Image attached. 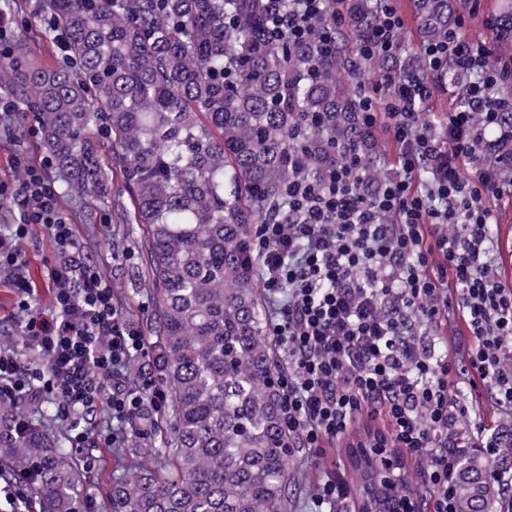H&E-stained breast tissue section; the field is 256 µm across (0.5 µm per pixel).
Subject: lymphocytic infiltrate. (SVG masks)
Listing matches in <instances>:
<instances>
[{
    "mask_svg": "<svg viewBox=\"0 0 512 512\" xmlns=\"http://www.w3.org/2000/svg\"><path fill=\"white\" fill-rule=\"evenodd\" d=\"M293 2L272 18V34L299 41L316 33L334 49L343 0ZM396 2L375 0L359 59L401 49ZM462 28L450 26L423 55L432 71L448 68L463 80L466 105L434 124L421 119L426 80L387 71L359 82L363 120L390 133L396 167L365 194L357 153L323 176L296 158L283 218L256 225L251 240L260 284L280 304L271 334L288 351L281 379L289 436L317 467L358 419L381 420L384 447L406 451L419 469L426 512H459L461 426L481 425L486 411L512 415V289L499 280L490 235L506 183L487 155V133L512 105V60L466 39ZM14 164L21 180L0 182V206L14 214L0 228V281L15 295L23 340L47 364L0 346V402L51 400L80 448L106 400L118 427L104 440L119 445L142 404L119 372L143 339L99 264L81 259L49 162L20 154ZM36 225L55 250L47 269L54 300L45 311L24 274L22 244ZM353 494L343 471L326 470L313 512H348Z\"/></svg>",
    "mask_w": 512,
    "mask_h": 512,
    "instance_id": "lymphocytic-infiltrate-1",
    "label": "lymphocytic infiltrate"
}]
</instances>
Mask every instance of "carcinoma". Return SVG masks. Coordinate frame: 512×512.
Segmentation results:
<instances>
[{
	"label": "carcinoma",
	"instance_id": "1",
	"mask_svg": "<svg viewBox=\"0 0 512 512\" xmlns=\"http://www.w3.org/2000/svg\"><path fill=\"white\" fill-rule=\"evenodd\" d=\"M428 43L454 22L450 0H416ZM65 36L50 66L31 55L25 32L0 53V95L33 115L53 166L92 201L112 196L125 235L139 248L131 272L152 311L143 325L148 358L134 368L163 390L130 422L127 472L112 479L104 512H288L290 461L284 390L266 336L249 244L257 224L294 177L293 156L311 173L333 167L339 149L359 150L373 183L376 142L351 89L346 34L368 31L372 0H350L336 49L309 38L277 39L273 12L288 0H5ZM512 38V3L498 17ZM372 68L405 77L425 59L396 54ZM512 177L509 136L495 140ZM19 407L0 403V464L32 481L38 512H79L80 464L63 439L21 428ZM151 437L153 446H139ZM366 512H392L416 495L408 473L381 491L373 461L351 450ZM493 462L465 456L461 512H496Z\"/></svg>",
	"mask_w": 512,
	"mask_h": 512
}]
</instances>
